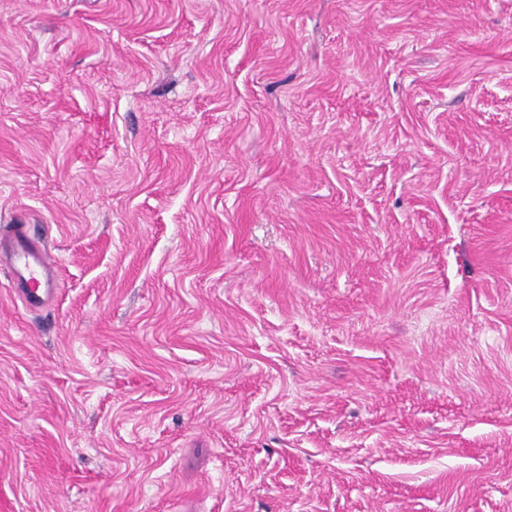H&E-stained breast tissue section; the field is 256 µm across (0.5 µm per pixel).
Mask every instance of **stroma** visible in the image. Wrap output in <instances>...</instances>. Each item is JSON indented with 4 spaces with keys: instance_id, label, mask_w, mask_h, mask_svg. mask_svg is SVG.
Returning a JSON list of instances; mask_svg holds the SVG:
<instances>
[{
    "instance_id": "obj_1",
    "label": "stroma",
    "mask_w": 512,
    "mask_h": 512,
    "mask_svg": "<svg viewBox=\"0 0 512 512\" xmlns=\"http://www.w3.org/2000/svg\"><path fill=\"white\" fill-rule=\"evenodd\" d=\"M0 512H512V0H0ZM11 271L15 296L30 310L45 307L55 287L56 258L39 239L29 234L25 224H1L0 264Z\"/></svg>"
}]
</instances>
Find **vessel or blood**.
Masks as SVG:
<instances>
[{
    "label": "vessel or blood",
    "mask_w": 512,
    "mask_h": 512,
    "mask_svg": "<svg viewBox=\"0 0 512 512\" xmlns=\"http://www.w3.org/2000/svg\"><path fill=\"white\" fill-rule=\"evenodd\" d=\"M0 263L9 266L12 291L24 306L44 308L54 293L57 260L26 225L0 226Z\"/></svg>",
    "instance_id": "vessel-or-blood-1"
}]
</instances>
